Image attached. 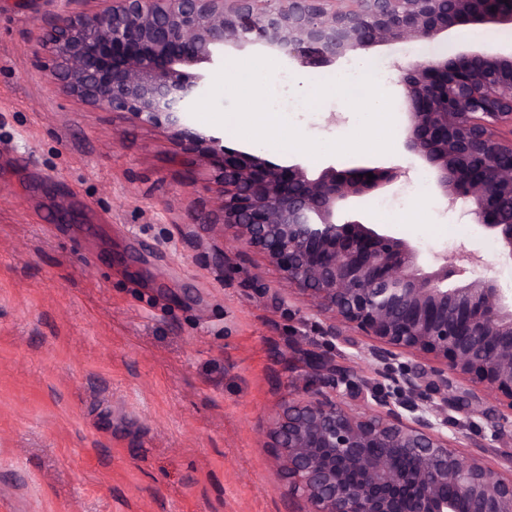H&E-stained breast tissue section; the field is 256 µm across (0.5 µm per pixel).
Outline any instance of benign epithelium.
<instances>
[{
    "mask_svg": "<svg viewBox=\"0 0 512 512\" xmlns=\"http://www.w3.org/2000/svg\"><path fill=\"white\" fill-rule=\"evenodd\" d=\"M512 27V0H67L38 49L50 80L82 103L166 130L224 187L222 224L324 317L323 335L384 379L309 352L302 396L269 419L291 489L309 512H512L505 477L459 446V417L512 436V298L450 257L357 219L346 204L408 177L402 166L313 175L224 145L189 120L203 64L259 46L304 69L382 44L433 41L457 26ZM407 150L433 191L490 231L512 260V54L478 50L396 63ZM372 173L374 179L367 178ZM507 401L508 412L498 408Z\"/></svg>",
    "mask_w": 512,
    "mask_h": 512,
    "instance_id": "1",
    "label": "benign epithelium"
}]
</instances>
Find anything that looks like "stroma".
Listing matches in <instances>:
<instances>
[{"mask_svg": "<svg viewBox=\"0 0 512 512\" xmlns=\"http://www.w3.org/2000/svg\"><path fill=\"white\" fill-rule=\"evenodd\" d=\"M64 0H0V512H307L266 436L298 399L302 350L322 348L321 316L277 270L237 254L202 224L221 189L202 158L175 160L165 130L90 108L34 64ZM512 50V28L464 26L432 43L373 47L300 69L279 60L302 99L354 63L388 71L393 150L319 158L222 130L231 149L311 171L408 167L352 211L427 251L465 244L512 292V262L453 214L404 144L396 62L457 50ZM343 117L327 125L329 113ZM289 120L336 140L358 126L331 96Z\"/></svg>", "mask_w": 512, "mask_h": 512, "instance_id": "1", "label": "stroma"}]
</instances>
